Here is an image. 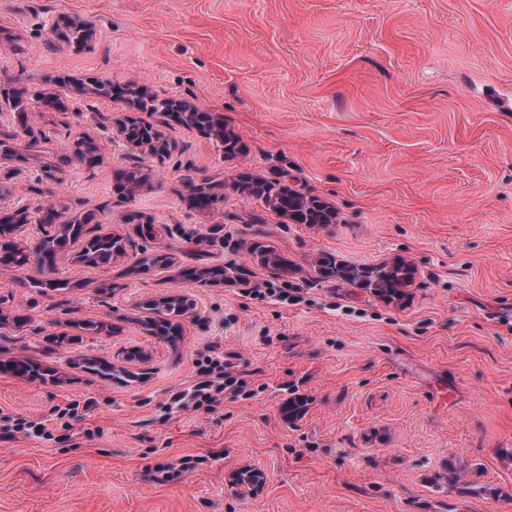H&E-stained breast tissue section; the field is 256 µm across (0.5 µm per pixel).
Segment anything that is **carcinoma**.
<instances>
[{"label": "carcinoma", "instance_id": "carcinoma-1", "mask_svg": "<svg viewBox=\"0 0 512 512\" xmlns=\"http://www.w3.org/2000/svg\"><path fill=\"white\" fill-rule=\"evenodd\" d=\"M142 108L152 112H164L175 121L188 127H195L209 136L220 139L224 145V154L234 156L241 151L239 139L221 130L213 117L207 112L184 105L176 108L172 101H156L140 97ZM122 134L126 140L136 147L144 144L150 148V153L163 157L169 154L171 145L163 134L150 125L131 120L124 124ZM74 156L89 167L96 166L100 157L97 146L90 140L80 142ZM148 181V175L137 170H123L114 180L113 189L117 195L133 199ZM237 189L248 196L262 201L268 209L290 218L299 224H331L336 220V212L317 199H306L288 186L276 181L255 178L248 173L239 176ZM218 196L200 187L191 197L192 206L206 209L212 206ZM59 213L53 208H47V223L55 225L54 232L42 240L38 249L30 250L16 238V230L28 223V212L18 211L0 217V265L10 269L20 270L30 263V257H36L40 268L52 270L58 254L67 251L79 239H85L82 249L74 260L85 266H107L112 260L124 252L123 238L115 235H84L85 225L94 219L93 214H79L74 219L63 224L56 223ZM129 223L136 225V231L143 240L155 238V226L151 220L138 214L129 217ZM248 254L253 262L263 267H272L283 273L288 272V259L283 257L274 246L255 240L250 242ZM320 268L331 277L359 281L365 287L388 298L399 297L403 289L408 287L413 278L411 266L401 260H395L375 268L350 267L338 263L333 257L324 255L320 258ZM181 275L190 279L210 283L232 281L240 275L236 266L209 267L204 269L184 270ZM148 310L154 316L146 322L147 331L165 341H173L181 333L179 318L191 310L189 299L181 295H168L148 303ZM73 366L93 370L103 376L112 375L115 367L107 360L82 357L73 361ZM10 373L19 377H46L52 370L43 367L31 359L0 360V372Z\"/></svg>", "mask_w": 512, "mask_h": 512}]
</instances>
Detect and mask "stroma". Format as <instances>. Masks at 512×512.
I'll return each mask as SVG.
<instances>
[{"label": "stroma", "mask_w": 512, "mask_h": 512, "mask_svg": "<svg viewBox=\"0 0 512 512\" xmlns=\"http://www.w3.org/2000/svg\"><path fill=\"white\" fill-rule=\"evenodd\" d=\"M64 20L93 22L86 45L55 35ZM94 80L214 113L242 150L225 157L162 113L81 91ZM0 87L29 104L11 130L41 136L29 160L0 161V211L22 193L128 236L104 267L66 258L0 273V359L61 378L0 373V407L95 403L71 439L0 442V512H512V0H0ZM43 92L67 111L37 104ZM124 116L175 142L170 156L128 144ZM86 134L100 147L92 168L71 158ZM131 167L149 186L122 202L113 172ZM242 172L326 203L335 222L268 210L235 190ZM211 185L218 202L190 208ZM132 210L158 225L154 241L124 223ZM258 233L293 262L288 277L259 266L243 283L178 277L249 263ZM145 252L175 265L127 275ZM324 253L356 267L401 257L415 278L390 300L324 277ZM53 278L77 287L31 286ZM285 281L299 303L249 294ZM165 294L195 304L174 346L142 325L144 302ZM77 320L108 329L58 345ZM215 343L239 354L255 397L159 422L196 350ZM134 348L144 361L126 363ZM79 355L136 376L73 369ZM296 396L307 409L291 421L282 409ZM186 455L205 462L152 482L151 468ZM247 468L264 477L250 493L234 479ZM10 373L19 377H54L55 374H50L53 371L49 368H44L40 363L31 359H8L0 360V372Z\"/></svg>", "instance_id": "1"}]
</instances>
